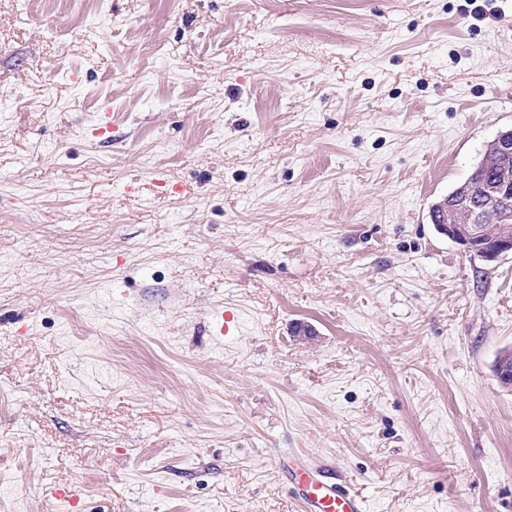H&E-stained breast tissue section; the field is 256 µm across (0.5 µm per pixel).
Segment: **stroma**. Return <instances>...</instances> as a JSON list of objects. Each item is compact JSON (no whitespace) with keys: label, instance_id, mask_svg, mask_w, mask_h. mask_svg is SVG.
Wrapping results in <instances>:
<instances>
[{"label":"stroma","instance_id":"stroma-1","mask_svg":"<svg viewBox=\"0 0 512 512\" xmlns=\"http://www.w3.org/2000/svg\"><path fill=\"white\" fill-rule=\"evenodd\" d=\"M510 128L512 0H0V512H512ZM512 153V129L501 131L488 146L481 165L488 166L500 156ZM468 179L475 184L490 183L481 186L479 190H473L468 183H465L441 202L442 208L448 210L449 213L462 212L467 216V220L463 224L453 221L443 224L444 218L441 210L434 207L431 211V220L433 224H437V227L442 224L438 227L441 233L448 235L450 240L471 252L481 247L478 243L484 231L485 242L500 236V232L507 226L511 227L512 233V224H502V222H509L510 219L512 222V195H509L505 201L490 207L486 214L488 222L483 224L484 231L482 230L487 206L498 200L503 191L504 185L499 183H505L512 189V158H500V162L491 167H476ZM478 197L486 206L483 207L474 202V198L477 200ZM288 454L280 461L284 466L291 496L300 502L301 512H367L364 497L351 488L326 479L323 470L315 465L285 463Z\"/></svg>","mask_w":512,"mask_h":512}]
</instances>
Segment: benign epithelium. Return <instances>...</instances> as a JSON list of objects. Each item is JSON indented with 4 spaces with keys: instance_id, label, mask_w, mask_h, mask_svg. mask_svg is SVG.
Wrapping results in <instances>:
<instances>
[{
    "instance_id": "7a95c632",
    "label": "benign epithelium",
    "mask_w": 512,
    "mask_h": 512,
    "mask_svg": "<svg viewBox=\"0 0 512 512\" xmlns=\"http://www.w3.org/2000/svg\"><path fill=\"white\" fill-rule=\"evenodd\" d=\"M512 153V129L500 132L488 146L481 165L488 166L500 156ZM504 185L493 182L474 190L468 184H463L450 193L442 202V208L448 212H462L467 220L458 224L453 221L439 226L441 233L466 251L479 248V241L484 234L482 222L484 220L485 206L498 200Z\"/></svg>"
}]
</instances>
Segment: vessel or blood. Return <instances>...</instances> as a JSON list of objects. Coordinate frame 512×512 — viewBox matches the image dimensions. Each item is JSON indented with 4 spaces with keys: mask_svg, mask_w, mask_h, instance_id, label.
<instances>
[{
    "mask_svg": "<svg viewBox=\"0 0 512 512\" xmlns=\"http://www.w3.org/2000/svg\"><path fill=\"white\" fill-rule=\"evenodd\" d=\"M291 496L300 512H366L363 496L351 488L327 480L322 469L294 463L285 465Z\"/></svg>",
    "mask_w": 512,
    "mask_h": 512,
    "instance_id": "vessel-or-blood-1",
    "label": "vessel or blood"
}]
</instances>
